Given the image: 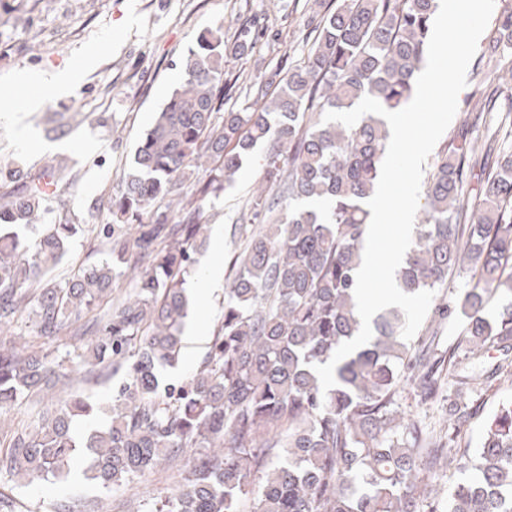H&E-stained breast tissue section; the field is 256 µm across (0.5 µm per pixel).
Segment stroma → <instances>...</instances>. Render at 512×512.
Segmentation results:
<instances>
[{"label":"stroma","mask_w":512,"mask_h":512,"mask_svg":"<svg viewBox=\"0 0 512 512\" xmlns=\"http://www.w3.org/2000/svg\"><path fill=\"white\" fill-rule=\"evenodd\" d=\"M330 0H0V165L20 162L0 175V193L15 192L39 176L57 155L70 158L73 187L53 202L55 214L76 224H96L109 216L108 197L151 127L156 113L182 77V60L197 37L219 27L233 44L243 27L258 35L254 52L230 60L224 75V107L252 103L250 80L271 78L297 64L311 43V21ZM98 51L93 68L66 94L44 92L36 111H25L33 71L64 68L87 49ZM262 174L259 160L239 173L234 185L212 200L203 222L222 230L219 253L204 249L186 277L190 320L197 338H183L182 356L169 372L178 383L204 361L224 313L223 286H206L210 263L228 267L239 243L241 209ZM512 401V384L484 388L466 430L469 448L479 447L487 423L502 403ZM170 469H154L126 487L102 489L76 480L32 483L2 476L0 493L13 512H55L63 501L75 512H152L174 483Z\"/></svg>","instance_id":"obj_1"}]
</instances>
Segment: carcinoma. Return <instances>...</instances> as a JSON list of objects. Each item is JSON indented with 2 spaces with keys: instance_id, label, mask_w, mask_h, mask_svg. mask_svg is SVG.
Masks as SVG:
<instances>
[{
  "instance_id": "cac0c4a2",
  "label": "carcinoma",
  "mask_w": 512,
  "mask_h": 512,
  "mask_svg": "<svg viewBox=\"0 0 512 512\" xmlns=\"http://www.w3.org/2000/svg\"><path fill=\"white\" fill-rule=\"evenodd\" d=\"M436 0H341L314 20L303 62L279 90L257 77L251 106H224V58L253 44H224L208 30L183 62L184 75L135 151L106 224L48 221L49 201L68 193L69 163L52 159L17 194H0V418L20 401L70 388L97 368L125 378L106 423L81 431L98 412L70 396L31 426L0 428V476L65 483L77 465L108 489L160 464L176 466L185 448H206L178 469L176 493L155 512H512V401L502 405L481 447L462 446L472 406L459 401L475 377L467 363L491 349L501 358L488 377L512 380V147L482 168L480 194L466 186L478 143L469 125L448 135L424 190L416 237L397 272L401 290L434 292L430 324L401 337L392 307L374 335L335 367L322 391L314 366L360 330L354 298L364 235L390 131L375 114L352 127L323 122L369 95L389 111L413 95L426 62ZM512 4L488 39L475 77L512 78ZM495 94L470 97L473 123L512 137V116L494 113ZM261 144L269 188L247 202L243 224L259 222L233 258L224 315L202 366L176 385L161 371L179 363L188 316L186 269L205 239L208 200L233 184ZM209 165L206 178L196 171ZM106 247L97 265L64 280L52 276L84 231ZM131 289L112 302L116 276ZM471 288L446 302L454 279ZM498 305L488 310L491 299ZM462 331L435 353L448 318ZM71 342V366L46 348ZM426 404L446 389L454 432L445 435L401 412V390ZM462 478L442 501L431 496L440 467Z\"/></svg>"
}]
</instances>
